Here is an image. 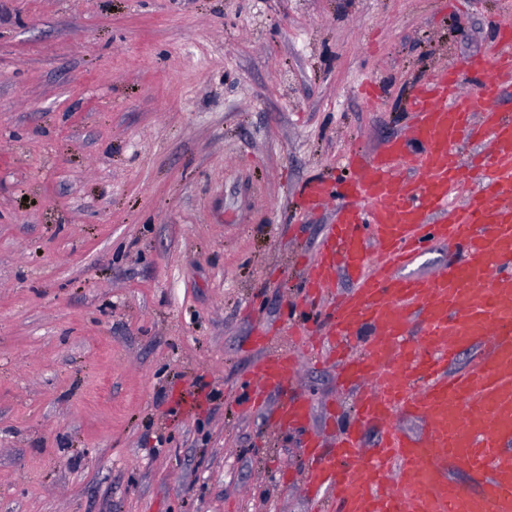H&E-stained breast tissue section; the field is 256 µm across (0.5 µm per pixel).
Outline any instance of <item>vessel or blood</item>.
Here are the masks:
<instances>
[{"mask_svg":"<svg viewBox=\"0 0 512 512\" xmlns=\"http://www.w3.org/2000/svg\"><path fill=\"white\" fill-rule=\"evenodd\" d=\"M497 33L493 56L468 61L482 78L479 98L460 91L456 73L435 72L407 103L411 140L352 154L350 181L300 189L305 206L336 205L305 297L319 304L328 353L359 393V423L385 431L368 451L354 431L330 455L312 447L306 481L325 512H512V117L493 79L512 74V25ZM486 141L488 154L457 149ZM434 241L447 244V263L426 277L401 275ZM338 270L349 288L331 297ZM466 345L481 358L449 371ZM295 364L285 352L262 357L248 402L260 407L276 393L275 421L302 427L309 405ZM400 412L421 419L423 435L401 434ZM449 460L482 477L480 493L446 479ZM392 467L399 482L384 480Z\"/></svg>","mask_w":512,"mask_h":512,"instance_id":"1","label":"vessel or blood"}]
</instances>
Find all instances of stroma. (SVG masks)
Returning a JSON list of instances; mask_svg holds the SVG:
<instances>
[{
    "label": "stroma",
    "mask_w": 512,
    "mask_h": 512,
    "mask_svg": "<svg viewBox=\"0 0 512 512\" xmlns=\"http://www.w3.org/2000/svg\"><path fill=\"white\" fill-rule=\"evenodd\" d=\"M512 0H0V512H314L306 439L243 404L291 346L315 177ZM309 426L354 415L301 352Z\"/></svg>",
    "instance_id": "stroma-1"
}]
</instances>
